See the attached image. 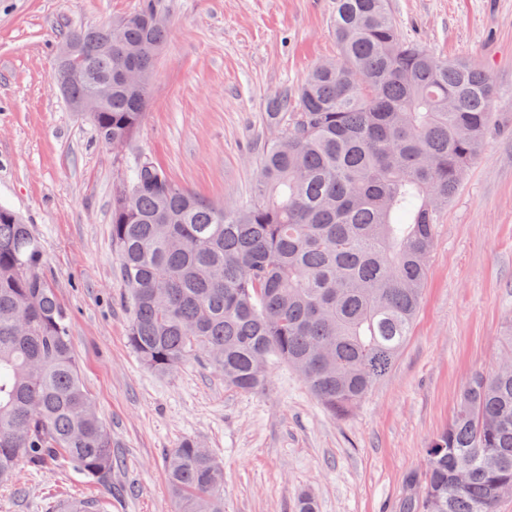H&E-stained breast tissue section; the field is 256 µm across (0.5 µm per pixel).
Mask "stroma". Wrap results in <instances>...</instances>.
I'll list each match as a JSON object with an SVG mask.
<instances>
[{"label":"stroma","instance_id":"1","mask_svg":"<svg viewBox=\"0 0 512 512\" xmlns=\"http://www.w3.org/2000/svg\"><path fill=\"white\" fill-rule=\"evenodd\" d=\"M140 0H0V203L44 248L42 272L116 466L104 488L65 462L20 465L0 512H55L97 499L108 512H175L165 455L183 439L224 465V512H398L405 477L452 419L475 372L512 335V0H389L403 37L471 58L498 90L488 142L437 215L420 311L390 373L348 416L325 410L287 365L241 392L204 361L159 375L128 342V290L112 247V194L139 154L174 182L234 209L255 191L269 101L335 57V0H160L169 31L132 142L101 145L52 84L63 38Z\"/></svg>","mask_w":512,"mask_h":512}]
</instances>
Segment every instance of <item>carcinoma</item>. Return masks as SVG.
I'll use <instances>...</instances> for the list:
<instances>
[{
    "label": "carcinoma",
    "mask_w": 512,
    "mask_h": 512,
    "mask_svg": "<svg viewBox=\"0 0 512 512\" xmlns=\"http://www.w3.org/2000/svg\"><path fill=\"white\" fill-rule=\"evenodd\" d=\"M336 58L269 102L254 197L226 210L149 155L112 195L129 289L128 342L164 374L201 357L243 392L275 359L332 413L389 374L427 284L437 213L487 144L496 87L476 62L406 40L387 0H336ZM167 22L156 0L71 31L53 76L98 141L141 125ZM43 247L0 205V483L64 458L112 485V436L84 388ZM505 362L463 386L448 427L409 473L400 512H496L512 490V336ZM178 512H224V467L186 438L166 453Z\"/></svg>",
    "instance_id": "1"
}]
</instances>
